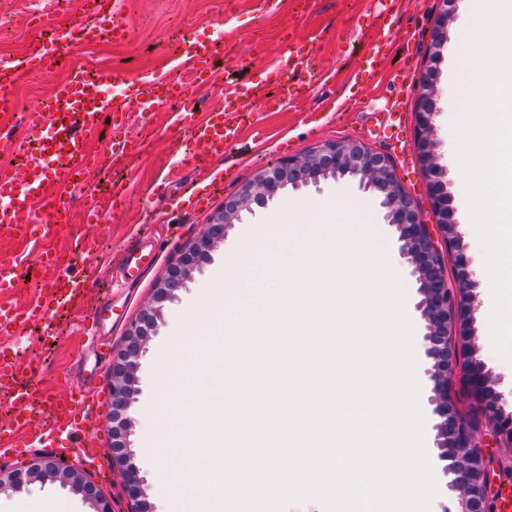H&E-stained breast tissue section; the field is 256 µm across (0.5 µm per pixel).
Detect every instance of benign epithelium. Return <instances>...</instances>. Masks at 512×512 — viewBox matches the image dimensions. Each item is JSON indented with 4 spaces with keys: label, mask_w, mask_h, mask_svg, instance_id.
Instances as JSON below:
<instances>
[{
    "label": "benign epithelium",
    "mask_w": 512,
    "mask_h": 512,
    "mask_svg": "<svg viewBox=\"0 0 512 512\" xmlns=\"http://www.w3.org/2000/svg\"><path fill=\"white\" fill-rule=\"evenodd\" d=\"M447 19L448 11L445 10L433 34V58L440 55ZM435 96L433 81H423L414 104L415 147L423 168L431 177L429 196L432 214L443 242H438L430 225L422 222L414 201L406 193L386 155L373 153L354 142L329 143L304 158L285 159L244 185L235 200L225 204L224 210L214 216L206 232L184 249L179 262L156 289L154 305L130 323L125 333L124 348L112 360V466L121 475L124 491L135 502L136 512L152 510L128 442L132 395L148 331L161 318L164 303L171 300L174 291L190 278L198 259L224 239L227 228L240 211L274 197L290 182L316 183L329 173L335 176L350 174L359 178L364 189L380 193L382 205L388 209L389 223L399 232L400 255L413 267L419 282L421 300L417 309L427 328L422 341L423 351L433 360L429 370L433 395L429 403L432 414L438 418L434 428L440 470L445 477L453 475L450 486L463 492L461 512H485L486 500L494 491L497 476L502 470L498 461L478 445L477 423L457 411L448 401V377L460 363L465 349L452 336L451 324L457 314L474 302L478 285L467 272V259L459 248V234L448 231V195L440 180L441 166L432 138ZM447 253L455 256L451 276L448 275ZM465 381L470 392L481 400L492 394V381L483 379L471 369L465 372ZM489 413L488 423L493 432L511 442L512 415L504 411L498 400L489 406ZM449 460L452 461L450 465L447 464ZM55 478L71 484L93 505L95 512H111L109 502L93 481L83 478L73 469L61 467L55 460H39L7 473L0 470V492L18 491L25 484Z\"/></svg>",
    "instance_id": "benign-epithelium-1"
}]
</instances>
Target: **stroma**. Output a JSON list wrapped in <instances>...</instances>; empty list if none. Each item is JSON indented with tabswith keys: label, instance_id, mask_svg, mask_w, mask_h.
<instances>
[{
	"label": "stroma",
	"instance_id": "obj_1",
	"mask_svg": "<svg viewBox=\"0 0 512 512\" xmlns=\"http://www.w3.org/2000/svg\"><path fill=\"white\" fill-rule=\"evenodd\" d=\"M387 0H320L315 12L306 18L286 15L265 17L245 10L236 0H123L122 12L130 29V37L122 44H81L79 27L88 18L79 0H71L57 20L71 48L65 67L52 74L33 72L18 86L16 96L22 107L38 104L49 96L58 81L68 71L82 66L88 69L109 66L136 78L141 72L156 67H172L175 76H183V68L174 66V47L187 33L206 29L217 32L219 38L236 60L230 77L237 82H256L265 64V52L283 47L286 34H293L298 44H312L316 64L336 71L335 80L303 87V97L298 109L275 112L248 124L240 142L249 158L240 161L238 153L222 160L227 177L220 188L212 193L210 206L200 212L181 207L179 199L186 190L196 185L198 170L208 169V162L198 167L181 168L177 161L181 155L184 132L161 130V117H154L157 130L148 136L144 153L131 158L137 172L135 186L126 197L118 199L110 222L103 224H78L54 236H47L46 227L34 225L35 237H48L51 246L73 252L79 238L90 234L98 236L105 253L113 260L112 266L94 260L77 261L74 272L90 273L93 284L66 317L55 322V332L50 338L38 332L26 331L14 340V347L25 359L41 366L46 385L57 399L69 400L76 389L86 392L93 409L81 417L84 442L79 446L62 445L43 450L18 444L13 454L0 458V469L9 471L21 463L47 455L73 468L98 484L107 498L112 512H132L122 480L111 466L112 460V375L110 371L96 372L95 361L99 353L114 357L125 343V331L142 309L152 305L155 289L163 281L169 268L175 264L186 245L198 238L207 228L211 218L219 212L226 200L237 195L240 187L256 176L289 157H304L324 144L336 141L361 143L367 149L389 155L397 174L411 194L426 223L434 218L428 198V178L417 154L401 157L385 141L371 138L369 128L390 121L387 99L391 93L388 82L363 80L353 88H346L344 81L353 66L355 56L366 53L372 46L373 28L379 14L387 8ZM440 10L439 0H408L407 10L392 26L387 36L389 67H398L405 54H412V78L420 80L426 72H434L438 89L434 138L441 164L445 167L444 181L450 196L451 220L463 224L465 212L457 186L459 175L451 161L450 141L443 114L448 104L443 89L450 70H463V57L442 54L438 62H431L428 55L435 22ZM37 13L36 0H0V60L21 57L24 47L33 34L31 19ZM168 183L170 200L165 208H154L152 193L161 183ZM361 199L367 204V217L373 224L380 244L390 253H398V232L388 224L387 211L381 207L376 194L360 189L356 178L329 176L318 185L293 188L285 187L279 196L252 211L241 212L227 229L223 241L201 259L185 286L175 292L167 302L163 315L151 333L140 359L137 391L131 408V447L140 474L145 480V490L154 512H166L154 472L146 462L148 430L142 411L157 397L159 390L158 363L176 344L177 329L194 308L200 306L207 288L224 267L227 251L237 242L245 240L253 226L272 224L287 219L288 208L298 200H305L320 207L314 216L317 224H327L339 214L340 204ZM148 237L160 251L157 264L143 275H128L119 264L122 249L136 236ZM401 280L405 289V303L414 324V343L418 348L416 374L420 382L419 402L422 412H429L428 399L432 383L427 371L429 360L419 345L425 332L424 323L416 309L420 299L418 283L409 264L401 266ZM109 308L114 325H103L96 337L86 336L83 321L95 310ZM454 336H468L475 347L474 359L480 361L494 382L496 392L512 403V369L502 366L491 355L492 343L486 334L482 299H475L465 321L452 327ZM99 451L103 467L87 463L89 450ZM47 496H64L75 504L76 512H92L80 494L62 481L35 482L23 490L0 496V512H29L35 499Z\"/></svg>",
	"mask_w": 512,
	"mask_h": 512
}]
</instances>
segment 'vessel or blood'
<instances>
[{
	"label": "vessel or blood",
	"mask_w": 512,
	"mask_h": 512,
	"mask_svg": "<svg viewBox=\"0 0 512 512\" xmlns=\"http://www.w3.org/2000/svg\"><path fill=\"white\" fill-rule=\"evenodd\" d=\"M40 3V23L25 46L21 64L0 66V114L17 118L13 131L23 159L17 168L0 165V243L28 242V228L36 223L50 225L56 231L79 220L102 223L109 207L93 200L77 214L66 193L103 155L118 161L143 147V140L128 134L133 114L162 111L169 126L189 131L192 147L183 155L185 162H193L201 155L220 159L240 141L242 116L252 103H260L265 113L294 106L297 96L293 80L312 68L309 55L297 54L292 69L286 70L279 55L274 54L265 79L222 86L214 67L216 41L190 34L177 53L188 72L185 78H174L170 70L156 68L130 79L114 68L100 67L89 78L71 76L58 84L50 107H31L22 112L13 87L23 72L34 69L53 73L62 65L63 37L53 30V21L59 14L56 0ZM83 7L95 15L96 21L80 28V40L118 44L127 39L129 28L119 0H84ZM384 70V60L374 50L359 59L350 78L356 81ZM111 86L120 88V95L105 96V89ZM215 87L221 90L220 106L208 112L197 111L194 102L198 93ZM29 244L27 259L48 273L49 282L36 289L31 301L18 304L13 299L16 277L5 264H0V391L9 395L10 436L28 435L31 425L41 420L45 426L36 440L48 446L59 437L78 435L80 404L75 400L59 404L14 352L11 340L29 326L52 333L55 314L76 303L87 292L91 278L72 273L69 262L56 248Z\"/></svg>",
	"instance_id": "obj_1"
}]
</instances>
